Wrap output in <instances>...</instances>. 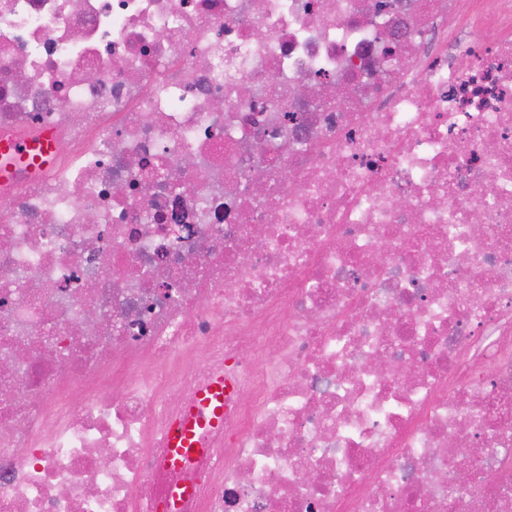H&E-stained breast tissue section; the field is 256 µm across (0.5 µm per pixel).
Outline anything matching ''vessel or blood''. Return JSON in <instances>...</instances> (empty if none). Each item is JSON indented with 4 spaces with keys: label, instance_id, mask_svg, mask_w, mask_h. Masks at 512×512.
<instances>
[{
    "label": "vessel or blood",
    "instance_id": "vessel-or-blood-1",
    "mask_svg": "<svg viewBox=\"0 0 512 512\" xmlns=\"http://www.w3.org/2000/svg\"><path fill=\"white\" fill-rule=\"evenodd\" d=\"M56 143L52 133L32 138L0 140V179L9 180L18 170L41 171L53 162ZM233 387L223 377H215L196 399L194 412L168 433L174 453L183 455L198 444V432L203 428L221 427L224 421V397Z\"/></svg>",
    "mask_w": 512,
    "mask_h": 512
}]
</instances>
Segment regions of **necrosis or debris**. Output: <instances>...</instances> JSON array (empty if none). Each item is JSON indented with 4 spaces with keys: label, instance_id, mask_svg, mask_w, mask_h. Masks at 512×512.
I'll use <instances>...</instances> for the list:
<instances>
[{
    "label": "necrosis or debris",
    "instance_id": "1",
    "mask_svg": "<svg viewBox=\"0 0 512 512\" xmlns=\"http://www.w3.org/2000/svg\"><path fill=\"white\" fill-rule=\"evenodd\" d=\"M44 130L0 512H512V0H0V137ZM233 387L216 376L196 399L194 412L168 432L173 453L180 456L188 452H201L207 448L198 445V432L202 428H219L224 421V395L231 394Z\"/></svg>",
    "mask_w": 512,
    "mask_h": 512
}]
</instances>
